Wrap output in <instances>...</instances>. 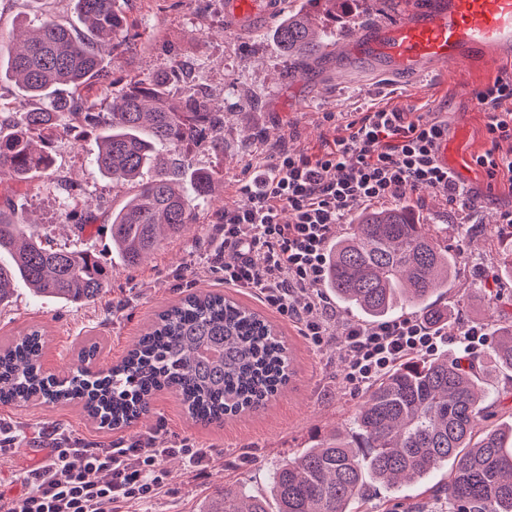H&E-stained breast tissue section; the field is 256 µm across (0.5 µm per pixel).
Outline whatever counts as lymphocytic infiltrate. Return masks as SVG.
<instances>
[{
  "label": "lymphocytic infiltrate",
  "instance_id": "lymphocytic-infiltrate-1",
  "mask_svg": "<svg viewBox=\"0 0 512 512\" xmlns=\"http://www.w3.org/2000/svg\"><path fill=\"white\" fill-rule=\"evenodd\" d=\"M475 98L487 114L490 150L473 156L489 178L512 184V73L498 75ZM448 123L397 109L371 106L348 122L317 154L279 141L256 163L252 180L241 185L240 202L224 210L218 231L224 248L238 259L223 262L212 253L225 287L250 292L270 310L297 326L314 348L335 343L346 362L344 378L355 388L415 355L435 353L443 328L419 317L374 325L353 324L333 334V310L317 291L327 273V243L338 224L359 205L430 190L450 202L470 191L436 157ZM181 455L190 473L205 475L212 454L190 440L174 449L157 447L154 436L94 448L56 438L47 455L19 478L29 492L0 493V512H121L130 502L146 503L166 485L160 462Z\"/></svg>",
  "mask_w": 512,
  "mask_h": 512
}]
</instances>
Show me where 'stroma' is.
I'll list each match as a JSON object with an SVG mask.
<instances>
[{
  "label": "stroma",
  "instance_id": "1",
  "mask_svg": "<svg viewBox=\"0 0 512 512\" xmlns=\"http://www.w3.org/2000/svg\"><path fill=\"white\" fill-rule=\"evenodd\" d=\"M305 0H272V14L252 31H230L224 25V0H117L128 24L119 29L118 55L104 66L113 79L128 81L150 72L167 70L171 61L183 62L189 84L202 85L224 111V152L206 145L181 149L182 162L206 168L224 178V194L202 203L197 222L181 236L162 241L153 258L136 269L127 268L112 250L109 231L96 224L88 234L73 231L68 215L107 201L121 207L128 189L103 180L95 163L94 136L71 129L59 130L54 140L57 171L41 175L28 193L15 199L19 212L38 224L43 235L62 247H79L100 255L112 267L108 291L88 305H71L33 295L17 283L8 301L0 304V340L38 327L47 337L42 364L46 372L67 377L79 348L87 341L101 342L100 363L123 358L143 333L154 314L196 290L225 291L241 303L258 308L250 294L225 288L219 274L210 271L207 256L216 245L218 216L240 201L238 188L249 179L258 158L281 139L301 151L333 140L337 127L354 119L367 105L380 102L419 114L442 113L449 134L458 136L464 159L485 152L486 114L473 97L458 91L460 82L480 88L501 72H512V59L474 68L449 62L425 76L398 71L378 77L354 56L328 45L325 56L302 72L271 37L280 19ZM409 0H352L346 13L329 17L325 7L312 8L314 22L345 34L372 28L402 13ZM334 121H327V114ZM79 185L77 196H65L56 180ZM465 183L476 197L474 207L450 204L428 190L407 192L402 202L414 206L420 223L433 225L438 237L457 260L456 275L444 300L456 327L488 328L496 319H512V281L499 278L497 267L503 246L512 245V226L498 221V213L512 206V189L489 181L470 166ZM292 352L294 376L283 393L258 411L228 419L221 427H202L187 419L177 397L157 394L151 412L129 428L112 432L86 419L80 406L0 405V425L16 436V452L0 462V492L20 495L27 487L16 480L22 468L44 458L41 434L58 430L71 440L100 448L120 439L156 434L159 445L174 446L188 438L209 448L214 461L207 476L189 473L182 458H164L167 486L146 504L128 512H205L208 503L223 496L225 487L246 486L251 494L269 493L270 473L320 431L349 425L364 393L344 380V361L335 345L316 349L296 324L271 315ZM164 430H157L158 421ZM423 504L425 512H448L444 498L415 491L394 493L374 489L359 512H406L409 504Z\"/></svg>",
  "mask_w": 512,
  "mask_h": 512
}]
</instances>
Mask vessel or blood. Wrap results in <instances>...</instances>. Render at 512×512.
Masks as SVG:
<instances>
[{
  "label": "vessel or blood",
  "instance_id": "obj_1",
  "mask_svg": "<svg viewBox=\"0 0 512 512\" xmlns=\"http://www.w3.org/2000/svg\"><path fill=\"white\" fill-rule=\"evenodd\" d=\"M224 16L237 31L265 22V0H224ZM351 46L378 71L423 74L455 60L490 63L512 56V0H421L401 18L362 31Z\"/></svg>",
  "mask_w": 512,
  "mask_h": 512
}]
</instances>
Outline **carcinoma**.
Returning a JSON list of instances; mask_svg holds the SVG:
<instances>
[{
	"instance_id": "cac0c4a2",
	"label": "carcinoma",
	"mask_w": 512,
	"mask_h": 512,
	"mask_svg": "<svg viewBox=\"0 0 512 512\" xmlns=\"http://www.w3.org/2000/svg\"><path fill=\"white\" fill-rule=\"evenodd\" d=\"M86 35L49 15L19 23L13 46L0 44V79L13 82L38 109L0 112V302L23 281L47 297L74 305L98 300L112 268L87 249L62 248L42 238L15 210L11 196L53 163L52 133L78 124L97 140L96 164L114 186L133 193L122 208L86 211L74 224L109 225L112 247L131 269L152 254L164 235L196 223L199 202L211 199L214 172L186 171L159 151L188 142L224 153V113L208 94L178 98L174 65L119 88L103 77V58L120 52L112 35L126 24L116 0H75ZM276 36L302 65L324 54L332 33L316 34L305 14L282 19ZM104 79L112 99L96 112L82 89ZM455 270L448 248L405 206L363 209L329 243L325 287L336 303L372 321L413 311L435 325L449 322L436 303ZM485 358L463 364L446 352L417 355L395 366L366 390L352 427L315 435L314 442L270 475V496L224 488L207 512H353L368 497V481L400 489L451 466L441 487L449 512H512V427L483 431L477 417L500 401L480 388L477 370L492 363L512 370V325H494ZM45 347L38 329L0 342V404L80 403L93 421L122 430L150 410L155 394L172 391L185 414L203 426L256 411L286 388L293 374L290 348L260 312L219 292L189 293L155 320L117 364L97 370L83 363L62 380L42 370Z\"/></svg>"
}]
</instances>
